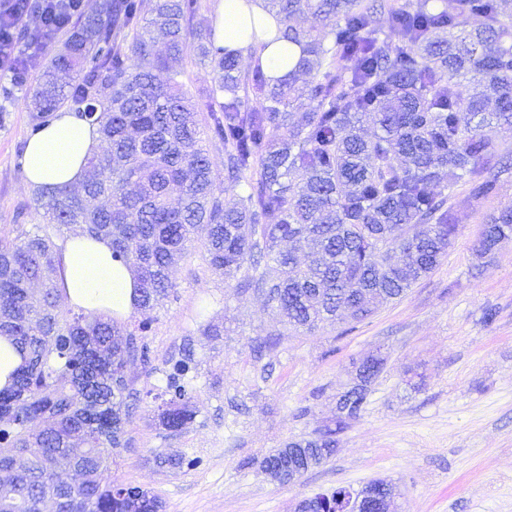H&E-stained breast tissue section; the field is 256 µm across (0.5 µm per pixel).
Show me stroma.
I'll return each mask as SVG.
<instances>
[{"mask_svg": "<svg viewBox=\"0 0 512 512\" xmlns=\"http://www.w3.org/2000/svg\"><path fill=\"white\" fill-rule=\"evenodd\" d=\"M201 4L179 82L202 105L213 75L198 37L214 29L217 13L215 0ZM39 79L32 73L21 87L0 79V239L41 221L20 159ZM451 205L458 234L432 273L362 321L312 332L290 328L259 295L212 269L196 240L153 312L150 366L127 367L135 389L158 390L168 360L193 342L196 416L171 434L140 408L113 476L157 494L166 512H294L300 499L376 479L394 486L396 512H512V236L490 255L476 253L486 214L512 207V174L481 206L464 185ZM373 357L383 368L333 455L294 484L272 481L262 458L333 425L339 396ZM161 456L201 464L172 468L158 464Z\"/></svg>", "mask_w": 512, "mask_h": 512, "instance_id": "35a3bbf8", "label": "stroma"}]
</instances>
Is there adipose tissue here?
Returning a JSON list of instances; mask_svg holds the SVG:
<instances>
[{
	"label": "adipose tissue",
	"mask_w": 512,
	"mask_h": 512,
	"mask_svg": "<svg viewBox=\"0 0 512 512\" xmlns=\"http://www.w3.org/2000/svg\"><path fill=\"white\" fill-rule=\"evenodd\" d=\"M216 34L225 48L240 51L256 47L269 78L291 71L299 49L279 39V23L261 0H218ZM100 146L96 127L63 110L24 149L26 184L41 188L71 187L85 178L87 162ZM61 265L56 284L70 308L116 318L137 306V277L132 268L115 260L109 240L72 233L59 243Z\"/></svg>",
	"instance_id": "1"
}]
</instances>
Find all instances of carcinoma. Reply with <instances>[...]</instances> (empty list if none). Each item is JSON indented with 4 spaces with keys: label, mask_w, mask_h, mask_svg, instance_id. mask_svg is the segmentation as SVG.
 Here are the masks:
<instances>
[{
    "label": "carcinoma",
    "mask_w": 512,
    "mask_h": 512,
    "mask_svg": "<svg viewBox=\"0 0 512 512\" xmlns=\"http://www.w3.org/2000/svg\"><path fill=\"white\" fill-rule=\"evenodd\" d=\"M508 4L448 0L440 9L416 0L397 10L384 0H264L282 37L301 48L296 68L275 83L259 64L246 76L240 53L211 35L205 112L176 80L200 0H104L89 16L76 3L78 12L52 18L73 30L34 91L31 133L66 105L99 128L101 143L81 191L35 192L46 223L0 242V337L23 358L0 389V512H44L48 502L54 512H164L152 492L112 478V463L141 402L127 363L151 362L152 311L198 233L214 270L295 328L335 321L342 305L360 321L364 305L400 298L426 277L458 233L448 206L455 188L485 200L512 166L494 151L496 128L512 125ZM305 13L328 25L290 24ZM382 13L384 33L372 24ZM473 17L482 25L470 26ZM154 30L166 38L163 53ZM344 57L354 63L341 69ZM301 75L312 80L301 86ZM248 98L255 105L245 109ZM296 104L305 108L298 116ZM367 118L377 127L370 137ZM206 135L224 148L227 186L202 146ZM74 225L109 239L113 257L134 269L142 315L134 330L60 308L50 273L56 240ZM510 235L512 207L490 214L480 252ZM169 364L157 419L178 432L196 414L195 353ZM381 367H360L338 424L360 415ZM338 432L316 438L307 460L330 458ZM302 444L273 449L263 471L288 482V458ZM63 467L75 478L58 480Z\"/></svg>",
    "instance_id": "cac0c4a2"
}]
</instances>
